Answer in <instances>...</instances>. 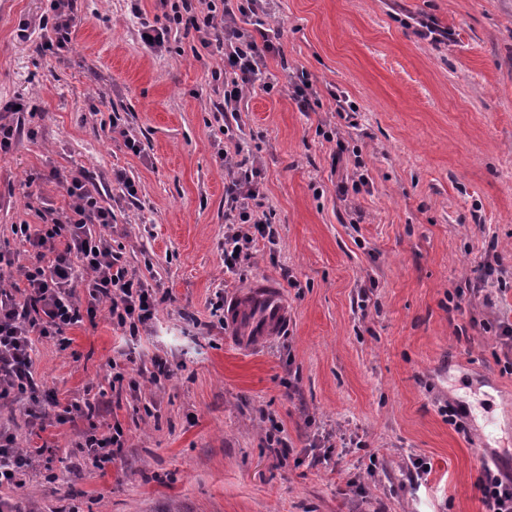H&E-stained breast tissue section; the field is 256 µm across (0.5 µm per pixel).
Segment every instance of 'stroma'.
Masks as SVG:
<instances>
[{
    "mask_svg": "<svg viewBox=\"0 0 512 512\" xmlns=\"http://www.w3.org/2000/svg\"><path fill=\"white\" fill-rule=\"evenodd\" d=\"M42 8L0 0V115L21 129L0 156V252L24 262L12 225L67 207L56 177L81 169L114 213V250L170 297L134 338L100 311L35 339L43 396L105 407L38 430L0 401L19 446L45 449L0 498L20 512H485L480 472L512 473V0H271L280 52L227 116L220 57L196 58L193 37L171 31L159 55L126 0H75L69 49L44 53L17 36ZM431 23L448 40L426 38ZM337 129L356 151L336 165ZM229 139L259 158L277 230L237 274L220 247ZM261 278L283 290L288 327L244 345L210 301ZM157 358L159 385L143 375ZM116 363L137 390L113 393ZM116 425L121 455L87 466L84 433Z\"/></svg>",
    "mask_w": 512,
    "mask_h": 512,
    "instance_id": "1",
    "label": "stroma"
}]
</instances>
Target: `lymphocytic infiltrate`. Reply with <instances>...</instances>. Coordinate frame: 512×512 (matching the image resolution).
<instances>
[{"mask_svg": "<svg viewBox=\"0 0 512 512\" xmlns=\"http://www.w3.org/2000/svg\"><path fill=\"white\" fill-rule=\"evenodd\" d=\"M131 10L141 21V38L154 52L168 50L172 27L193 31L207 54H220L224 66L211 78L224 89V109L236 111L246 89L261 74L267 55L277 52V32L268 22V0H156L152 19H145L140 0ZM74 23L73 0H48L39 24L42 50L57 54L68 49ZM234 173L225 189L230 220L224 227V269L235 273L257 240L275 243L272 224L254 209L259 161L244 163L223 156ZM68 207L47 208L39 228L13 227L32 253L28 264L0 255V399L27 402L32 421H44L39 411L38 384L31 357L35 338L55 337L80 324L84 314L106 307L116 328L137 335L155 318L161 299L130 269L112 247L104 230L112 211L101 203L98 187L85 173L61 179ZM38 448H21L9 428L0 426V487H21L41 456Z\"/></svg>", "mask_w": 512, "mask_h": 512, "instance_id": "lymphocytic-infiltrate-1", "label": "lymphocytic infiltrate"}]
</instances>
